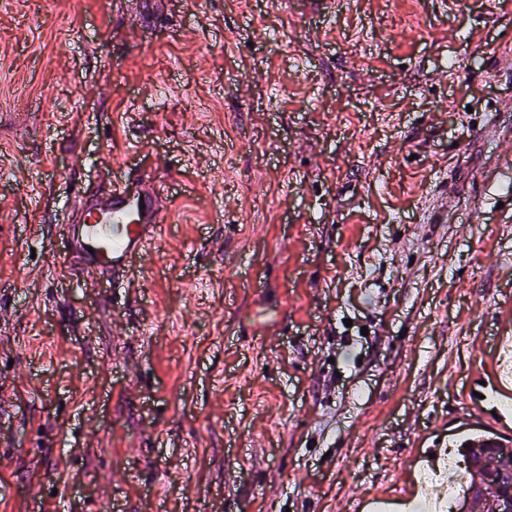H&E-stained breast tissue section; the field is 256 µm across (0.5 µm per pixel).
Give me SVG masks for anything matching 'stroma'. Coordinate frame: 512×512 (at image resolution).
Instances as JSON below:
<instances>
[{
  "label": "stroma",
  "mask_w": 512,
  "mask_h": 512,
  "mask_svg": "<svg viewBox=\"0 0 512 512\" xmlns=\"http://www.w3.org/2000/svg\"><path fill=\"white\" fill-rule=\"evenodd\" d=\"M122 162L176 203L105 305ZM0 171V512H347L512 322V0H0Z\"/></svg>",
  "instance_id": "35a3bbf8"
}]
</instances>
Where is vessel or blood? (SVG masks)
<instances>
[{
  "instance_id": "vessel-or-blood-1",
  "label": "vessel or blood",
  "mask_w": 512,
  "mask_h": 512,
  "mask_svg": "<svg viewBox=\"0 0 512 512\" xmlns=\"http://www.w3.org/2000/svg\"><path fill=\"white\" fill-rule=\"evenodd\" d=\"M174 199L146 179L117 176L111 193L92 200L59 228L72 256L90 268L125 276L162 240ZM479 425L512 438V336L498 337L491 357L464 385Z\"/></svg>"
}]
</instances>
